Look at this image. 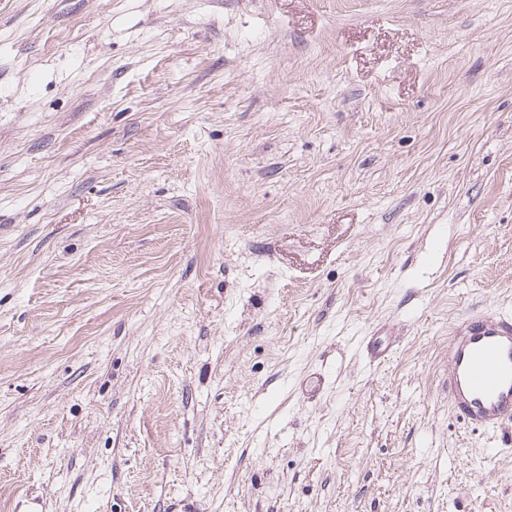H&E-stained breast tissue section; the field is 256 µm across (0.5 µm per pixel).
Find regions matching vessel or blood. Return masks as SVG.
<instances>
[{"instance_id":"obj_1","label":"vessel or blood","mask_w":512,"mask_h":512,"mask_svg":"<svg viewBox=\"0 0 512 512\" xmlns=\"http://www.w3.org/2000/svg\"><path fill=\"white\" fill-rule=\"evenodd\" d=\"M448 402L478 429L512 421V317L487 312L455 325L448 342Z\"/></svg>"}]
</instances>
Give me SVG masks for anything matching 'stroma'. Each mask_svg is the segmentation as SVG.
Here are the masks:
<instances>
[{
  "instance_id": "stroma-1",
  "label": "stroma",
  "mask_w": 512,
  "mask_h": 512,
  "mask_svg": "<svg viewBox=\"0 0 512 512\" xmlns=\"http://www.w3.org/2000/svg\"><path fill=\"white\" fill-rule=\"evenodd\" d=\"M484 311L512 0H0V512H512ZM448 403L478 429L512 421V317L487 312L455 325L448 341Z\"/></svg>"
}]
</instances>
